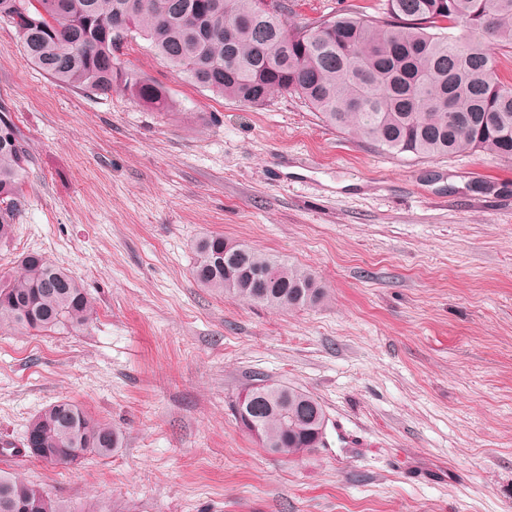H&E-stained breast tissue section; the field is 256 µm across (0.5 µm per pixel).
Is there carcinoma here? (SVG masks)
<instances>
[{
	"mask_svg": "<svg viewBox=\"0 0 512 512\" xmlns=\"http://www.w3.org/2000/svg\"><path fill=\"white\" fill-rule=\"evenodd\" d=\"M288 0L277 15L258 0H0V23L14 28L26 59L54 81L108 91L119 77L142 103L167 111L159 84L120 66L116 50L135 31L172 69L244 106L275 94L305 101L321 119L396 154L417 158L489 150L512 159V83L498 77L485 43L512 48V0H382L374 17L355 6L295 24ZM251 25L224 37V19ZM29 154L12 118L0 111V242L14 236L25 207ZM200 286L277 310L316 307L328 292L308 268L210 234L194 245ZM94 303L82 280L38 253L0 277V329L20 336L80 330ZM260 448L299 459L325 447L321 402L291 385L252 375L233 405ZM28 430L51 465L109 458L120 432L80 405L61 400ZM39 512H71L43 489L0 470V512L30 500Z\"/></svg>",
	"mask_w": 512,
	"mask_h": 512,
	"instance_id": "1",
	"label": "carcinoma"
}]
</instances>
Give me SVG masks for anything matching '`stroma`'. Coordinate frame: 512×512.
<instances>
[{"label":"stroma","instance_id":"stroma-1","mask_svg":"<svg viewBox=\"0 0 512 512\" xmlns=\"http://www.w3.org/2000/svg\"><path fill=\"white\" fill-rule=\"evenodd\" d=\"M117 56L172 110L58 84L0 24V110L30 154L0 275L39 252L96 302L79 332L0 330V444L61 399L121 432L107 459L0 470L75 512H512V160L396 155L287 94L241 105L135 32ZM216 233L310 268L330 300L199 287L193 245ZM256 373L322 402L326 447L291 460L240 429Z\"/></svg>","mask_w":512,"mask_h":512}]
</instances>
